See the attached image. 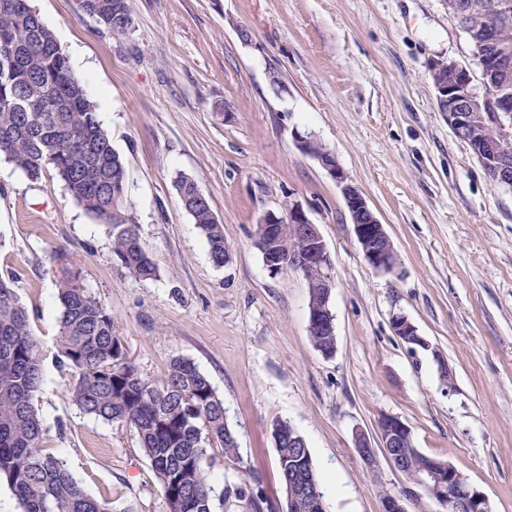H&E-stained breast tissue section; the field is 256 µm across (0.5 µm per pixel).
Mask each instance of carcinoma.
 Returning a JSON list of instances; mask_svg holds the SVG:
<instances>
[{"instance_id":"cac0c4a2","label":"carcinoma","mask_w":512,"mask_h":512,"mask_svg":"<svg viewBox=\"0 0 512 512\" xmlns=\"http://www.w3.org/2000/svg\"><path fill=\"white\" fill-rule=\"evenodd\" d=\"M458 20L490 94H512V0H445ZM84 12L114 36L127 34L126 0H82ZM508 52V67L489 59ZM502 135L495 113L478 123L469 146L478 155L486 141ZM32 179L52 169L73 198L106 224L112 252L139 280L159 276L157 263L141 243L139 226L127 213L126 169L102 127L96 105L73 74L53 32L31 0H0V157ZM184 210L205 237L213 263L230 261L224 224L195 181L175 180ZM286 251L301 245L287 224L257 225L256 245ZM323 273H307L309 307L331 312L322 288ZM56 344L59 366L74 379L72 401L84 413L130 427L149 459L165 498L182 504V512H212V477L208 449L217 442L224 460H238V442L208 377L190 360L173 359L156 378H144L128 359L105 305L71 275L58 281ZM44 381L42 347L28 310L13 284L0 279V479H5L21 512H111L109 503L85 490L82 482L45 448L43 422L34 401ZM297 437L288 447V433ZM282 486L288 460L301 454L302 475L316 483L308 444L287 422L273 425ZM408 473L418 476L430 457L408 447Z\"/></svg>"}]
</instances>
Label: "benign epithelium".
<instances>
[{
    "label": "benign epithelium",
    "instance_id": "benign-epithelium-1",
    "mask_svg": "<svg viewBox=\"0 0 512 512\" xmlns=\"http://www.w3.org/2000/svg\"><path fill=\"white\" fill-rule=\"evenodd\" d=\"M429 69L443 71L450 76V81L436 85L435 89L439 110L444 112L448 124L454 131H468L479 120L485 119L484 113L477 111L481 103L479 95L473 89L472 77L466 66L454 60L434 59ZM485 156L493 159L492 177L502 184L505 183L508 175L512 174V150L508 149L504 140L497 139L485 144ZM321 165L341 187L354 235L364 259L377 270H392L396 262L391 240L366 197L352 183L335 158L329 157L321 161ZM261 223L293 224L307 242L306 250L290 249L286 255L270 250L267 262L273 270L293 268L302 271L309 265H319L325 273L324 287L327 291H332L334 278L326 243L317 226L309 220L300 206L291 205L282 214L269 212ZM392 328L405 343L422 348L428 347V343L419 336L415 326L406 317H393ZM377 431L380 436L378 449L366 432L361 429L355 430L353 443L359 457L365 464L373 466L381 454L395 468L403 469L404 460L398 448L404 441L413 439L411 429L399 417L386 415L379 419ZM408 480L409 486L401 494L386 501L385 512H405L404 498L414 496L417 491L432 484L443 490L441 505L448 508V512H491L485 494L449 463L427 467L423 469L419 478L410 476ZM288 491L290 509L294 512H302L304 509L321 512L322 500L317 488L301 479L293 478L288 482Z\"/></svg>",
    "mask_w": 512,
    "mask_h": 512
}]
</instances>
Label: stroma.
<instances>
[{
    "label": "stroma",
    "instance_id": "1",
    "mask_svg": "<svg viewBox=\"0 0 512 512\" xmlns=\"http://www.w3.org/2000/svg\"><path fill=\"white\" fill-rule=\"evenodd\" d=\"M114 37L81 0H32L96 106L126 166L127 209L156 261L133 278L103 223L54 171L31 179L0 159V278L13 280L42 341L36 407L44 444L112 512H169L134 431L84 415L55 363L56 285L100 299L139 373L191 360L223 399L240 459L209 446L213 512H248L241 488L284 512L275 421L307 441L327 512H385L407 486L386 459L367 467L353 432L400 417L416 448L451 463L512 512V188L493 185L438 109L433 59L479 66L444 0H127ZM248 28L251 43L238 36ZM277 67L283 90L268 78ZM334 154L392 242L387 273L363 258L340 186L297 146ZM192 177L224 224L216 266L183 209ZM299 205L323 236L335 287L336 351L309 336L300 271L269 273L256 245L268 212ZM402 315L427 343H405Z\"/></svg>",
    "mask_w": 512,
    "mask_h": 512
}]
</instances>
